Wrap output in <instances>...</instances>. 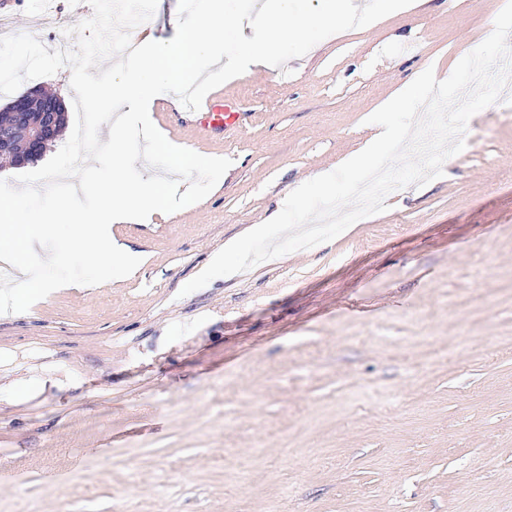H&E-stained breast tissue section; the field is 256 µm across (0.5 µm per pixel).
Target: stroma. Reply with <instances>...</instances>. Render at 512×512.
<instances>
[{
  "instance_id": "1",
  "label": "stroma",
  "mask_w": 512,
  "mask_h": 512,
  "mask_svg": "<svg viewBox=\"0 0 512 512\" xmlns=\"http://www.w3.org/2000/svg\"><path fill=\"white\" fill-rule=\"evenodd\" d=\"M506 0H414L222 84L200 202L113 235L142 264L0 315V512H512V115L467 124L441 177L335 239L182 294L212 256L337 168L418 71L452 67ZM44 45L73 0H12Z\"/></svg>"
}]
</instances>
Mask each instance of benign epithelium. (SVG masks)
I'll use <instances>...</instances> for the list:
<instances>
[{
  "instance_id": "obj_1",
  "label": "benign epithelium",
  "mask_w": 512,
  "mask_h": 512,
  "mask_svg": "<svg viewBox=\"0 0 512 512\" xmlns=\"http://www.w3.org/2000/svg\"><path fill=\"white\" fill-rule=\"evenodd\" d=\"M63 109L60 98L47 97L41 88L17 97L10 105V124L0 130V156L16 154L23 159L43 153L57 136Z\"/></svg>"
}]
</instances>
